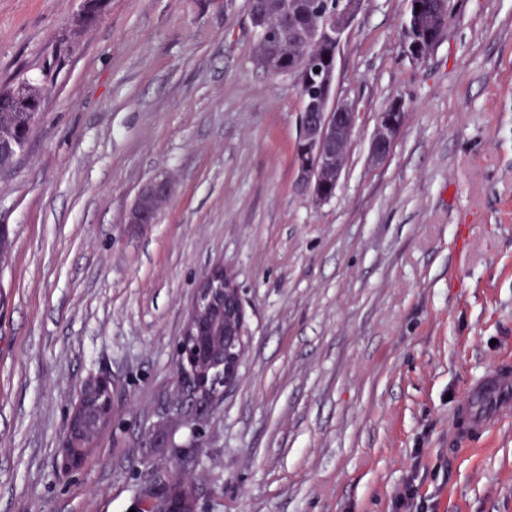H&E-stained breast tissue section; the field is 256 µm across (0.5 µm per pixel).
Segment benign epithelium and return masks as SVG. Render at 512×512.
Here are the masks:
<instances>
[{
    "label": "benign epithelium",
    "mask_w": 512,
    "mask_h": 512,
    "mask_svg": "<svg viewBox=\"0 0 512 512\" xmlns=\"http://www.w3.org/2000/svg\"><path fill=\"white\" fill-rule=\"evenodd\" d=\"M363 0H337L336 11L316 14L304 30L294 23V7L282 15L278 25L288 33V43L307 47L330 40L341 48L348 30L362 9ZM424 10L441 16L442 24L425 31V40H440L448 24V0H428ZM93 26L88 4L81 2L78 13L65 30L76 40L78 35ZM336 70L327 73L318 99L304 106L299 116L298 153L294 166L302 186L319 202L331 197L340 182L345 162L343 154L358 124L360 113L355 105L334 92ZM405 99L397 94L387 107L377 113L369 155L374 164L382 163L389 155L406 120ZM172 191L170 180L156 176L138 193L129 213L130 224H153L161 205ZM245 324L242 299L234 279L222 268H214L203 278L192 308L186 330L178 346V402L176 415L189 416L193 407L203 401L223 396L234 383L244 354ZM111 391L107 379L87 382L80 391L78 402L68 419L63 463L79 465L91 451L88 430L83 427L91 414L103 421L112 418V399L103 398ZM168 479L181 483L183 493L177 495L166 512H199L201 492L188 483L180 468L169 473ZM159 483L158 477L147 479L142 487L136 512H145L151 493Z\"/></svg>",
    "instance_id": "obj_1"
}]
</instances>
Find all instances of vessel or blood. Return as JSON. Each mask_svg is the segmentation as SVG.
Wrapping results in <instances>:
<instances>
[{
  "instance_id": "b4317fda",
  "label": "vessel or blood",
  "mask_w": 512,
  "mask_h": 512,
  "mask_svg": "<svg viewBox=\"0 0 512 512\" xmlns=\"http://www.w3.org/2000/svg\"><path fill=\"white\" fill-rule=\"evenodd\" d=\"M512 415V366L501 363L489 377L468 387L454 418V434L466 438L485 432L493 420Z\"/></svg>"
}]
</instances>
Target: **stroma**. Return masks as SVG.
I'll return each instance as SVG.
<instances>
[{"label":"stroma","mask_w":512,"mask_h":512,"mask_svg":"<svg viewBox=\"0 0 512 512\" xmlns=\"http://www.w3.org/2000/svg\"><path fill=\"white\" fill-rule=\"evenodd\" d=\"M421 63L407 0H364L336 58L362 114L334 195L297 184L295 79L260 67L248 0H111L70 54L79 0H0V84L57 71L0 172V512H132L142 476L195 454L202 512H512V416L457 446L469 384L512 358V0H453ZM404 94L389 157L375 115ZM174 192L130 224L157 175ZM238 284L234 387L169 426L203 276ZM112 420L75 469L90 378ZM110 393L104 399L105 392ZM96 414L109 424L112 418L111 383L107 379H95L87 382L80 391L78 402L68 419L65 446L63 448V463L73 467L79 465L91 451V442L88 430L83 427L91 414ZM82 432L83 438L78 439L77 434Z\"/></svg>","instance_id":"1"}]
</instances>
